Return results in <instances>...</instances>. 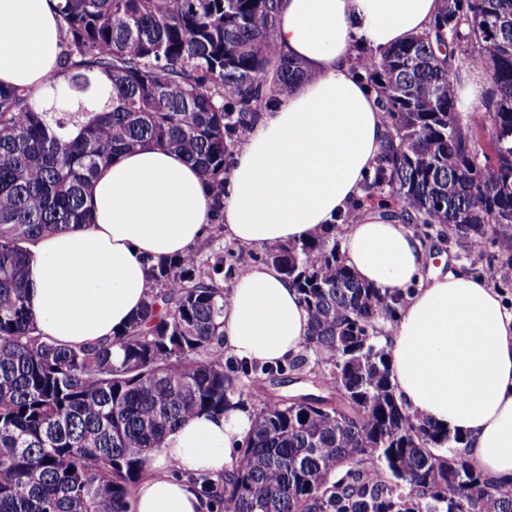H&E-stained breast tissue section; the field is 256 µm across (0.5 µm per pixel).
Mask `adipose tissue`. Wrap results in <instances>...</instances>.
<instances>
[{
	"instance_id": "adipose-tissue-1",
	"label": "adipose tissue",
	"mask_w": 512,
	"mask_h": 512,
	"mask_svg": "<svg viewBox=\"0 0 512 512\" xmlns=\"http://www.w3.org/2000/svg\"><path fill=\"white\" fill-rule=\"evenodd\" d=\"M59 0H0V86L41 101L62 82ZM438 0H279L278 44L307 79L253 122L224 195V235L245 247L308 239L353 201L341 243L357 278L406 293L388 346L391 381L411 412L466 436L485 477L512 484V313L488 281L458 270L423 283L421 242L397 211L366 202L364 182L386 134L376 93L357 74V47L382 50L428 31ZM92 221L34 242L28 271L38 330L62 346L112 339L139 309L150 260L182 254L213 219L198 169L144 147L101 167ZM301 296L273 266L248 267L224 308L226 353L260 363L297 354L309 332ZM249 414L203 413L149 455L132 512H209L187 475L231 467Z\"/></svg>"
}]
</instances>
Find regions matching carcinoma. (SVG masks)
<instances>
[{
	"mask_svg": "<svg viewBox=\"0 0 512 512\" xmlns=\"http://www.w3.org/2000/svg\"><path fill=\"white\" fill-rule=\"evenodd\" d=\"M65 82L40 104L0 87V512H131L147 456L202 412L252 408L224 476L193 479L214 512H512L464 438L409 411L391 383L383 324L402 297L361 282L336 225L266 250L301 295L310 332L286 364L229 356L224 278L209 243L149 268L138 311L110 342L65 347L38 331L29 245L91 223L99 168L154 145L194 163L222 221L234 148L258 112L307 78L276 39L277 0H59ZM387 137L367 193L408 224L512 244V0H441L431 29L368 51ZM490 87L468 110L457 85ZM111 81L104 94L98 75ZM66 107L56 109L58 89ZM327 405L266 384L309 363Z\"/></svg>",
	"mask_w": 512,
	"mask_h": 512,
	"instance_id": "obj_1",
	"label": "carcinoma"
}]
</instances>
